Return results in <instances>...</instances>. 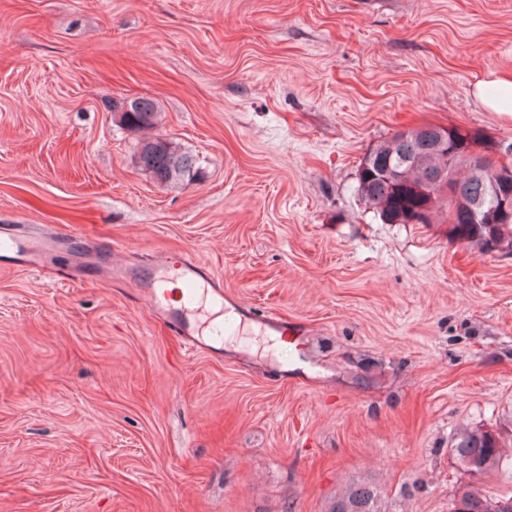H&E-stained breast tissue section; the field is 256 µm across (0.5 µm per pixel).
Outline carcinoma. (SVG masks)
I'll list each match as a JSON object with an SVG mask.
<instances>
[{
    "mask_svg": "<svg viewBox=\"0 0 512 512\" xmlns=\"http://www.w3.org/2000/svg\"><path fill=\"white\" fill-rule=\"evenodd\" d=\"M130 108L131 111L123 113L120 124L132 134L153 128L160 121V107L152 99L136 98L130 102ZM435 135V127L422 126L399 131L371 147L367 167L357 174L360 201L384 224H409L416 209L432 208L442 186L450 184L453 189L447 196L446 217L449 237L481 254L494 243L512 251V214L492 212L494 203L488 197L487 177L474 166L467 148L458 151L451 162L447 155L426 149V143ZM136 154L141 170L161 185L188 182L197 174L192 157L170 138L140 140ZM461 166L467 169L468 175L458 180L455 171ZM429 185L433 197L418 195V188ZM478 198L485 202L482 211L470 208ZM452 452L463 466L472 458L481 459L485 472L502 466L504 461L500 445L478 428L457 432ZM459 493L460 512H496L495 505L512 503V497L496 499L469 488H462ZM329 512H384V509L377 487L359 482L336 498Z\"/></svg>",
    "mask_w": 512,
    "mask_h": 512,
    "instance_id": "cac0c4a2",
    "label": "carcinoma"
}]
</instances>
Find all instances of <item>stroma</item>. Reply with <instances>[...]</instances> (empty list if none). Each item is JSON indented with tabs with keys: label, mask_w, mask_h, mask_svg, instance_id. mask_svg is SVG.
I'll return each instance as SVG.
<instances>
[{
	"label": "stroma",
	"mask_w": 512,
	"mask_h": 512,
	"mask_svg": "<svg viewBox=\"0 0 512 512\" xmlns=\"http://www.w3.org/2000/svg\"><path fill=\"white\" fill-rule=\"evenodd\" d=\"M512 0H0V227L55 236L0 267V512H328L351 482L386 512H452L463 427L512 457V255L384 224L369 148L432 124L512 160ZM197 180L154 182L115 104ZM204 263L233 305L301 340L182 355L137 289ZM117 263L122 279L109 277ZM487 86H495L497 92L494 96H487L485 89ZM476 96L483 104L496 112H512V81L493 79L489 81H480L476 84ZM511 103V106L508 104ZM124 99L116 107L124 112L119 123L131 134L155 127L160 121L161 111L158 103L148 98ZM131 101V102H130ZM131 108V112H128ZM151 276L144 282L142 293L146 297L152 308L158 306V290L162 288L163 284L167 282L169 278L170 265L167 261H157L151 267Z\"/></svg>",
	"instance_id": "1"
}]
</instances>
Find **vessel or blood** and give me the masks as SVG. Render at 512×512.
<instances>
[{
  "instance_id": "1",
  "label": "vessel or blood",
  "mask_w": 512,
  "mask_h": 512,
  "mask_svg": "<svg viewBox=\"0 0 512 512\" xmlns=\"http://www.w3.org/2000/svg\"><path fill=\"white\" fill-rule=\"evenodd\" d=\"M52 245L53 240L49 237L11 233L0 241V262L36 266L44 261ZM172 276L181 283L180 305L164 310L163 320L174 334L180 336L185 346L201 347L205 328L201 317L206 306H223V285L205 273L199 260L183 259L174 266L159 261L152 266L151 275L143 284L142 293L150 306H157L158 291Z\"/></svg>"
}]
</instances>
